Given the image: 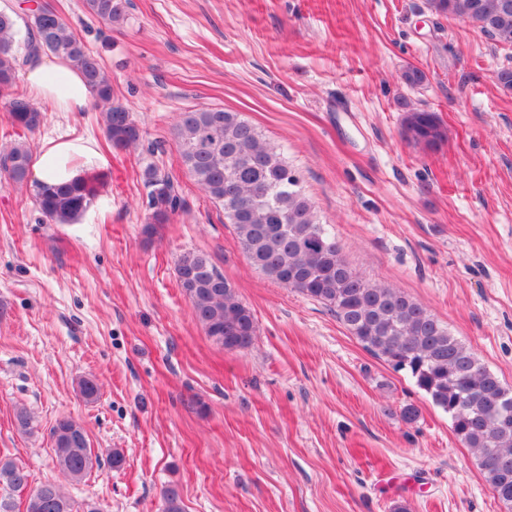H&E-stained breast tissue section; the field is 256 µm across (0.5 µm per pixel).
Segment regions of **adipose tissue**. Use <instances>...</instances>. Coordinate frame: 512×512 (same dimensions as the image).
I'll use <instances>...</instances> for the list:
<instances>
[{
  "label": "adipose tissue",
  "instance_id": "ef3b65f1",
  "mask_svg": "<svg viewBox=\"0 0 512 512\" xmlns=\"http://www.w3.org/2000/svg\"><path fill=\"white\" fill-rule=\"evenodd\" d=\"M22 79L31 98L51 111L79 112L88 103L89 90L83 75L63 58H29ZM35 170L41 181L49 183L70 181L84 172L82 166L72 163L68 150L57 146L41 154Z\"/></svg>",
  "mask_w": 512,
  "mask_h": 512
}]
</instances>
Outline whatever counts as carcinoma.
I'll return each mask as SVG.
<instances>
[{"label":"carcinoma","mask_w":512,"mask_h":512,"mask_svg":"<svg viewBox=\"0 0 512 512\" xmlns=\"http://www.w3.org/2000/svg\"><path fill=\"white\" fill-rule=\"evenodd\" d=\"M86 11L108 25L125 21L129 0H83ZM440 16L468 22L494 43L512 42V0H427ZM49 53L68 60L85 77L100 112L106 139L116 149L138 147L143 131L115 99L112 78L47 2L25 18L0 11V106L23 132H35L41 110L16 88L20 58ZM405 137L435 150L445 131L433 112L412 110L403 120ZM181 163L195 183L224 208L237 243L249 263L270 280L291 288L328 310L371 354L406 372L432 403L448 413L451 428L479 459L499 501L512 505V392L483 366L475 352L452 336L423 306L395 288L372 285L341 255L335 237L319 223L312 201L278 146L266 140L239 112L211 108L182 112L174 132ZM32 150L15 142L0 153V180L33 187L35 204L50 224H73L90 207L92 180L50 184L30 181ZM151 187V222L165 224L184 207L176 176L153 165L143 172ZM180 287L196 321L229 351L249 347L258 332L243 303L209 255L184 251L176 260ZM54 461L80 482L100 465L88 433L63 418L50 429ZM31 475L9 457L0 458V512H16L13 492H27L25 512H73L74 504L53 482L30 486ZM162 512H184L179 492H163Z\"/></svg>","instance_id":"1"}]
</instances>
